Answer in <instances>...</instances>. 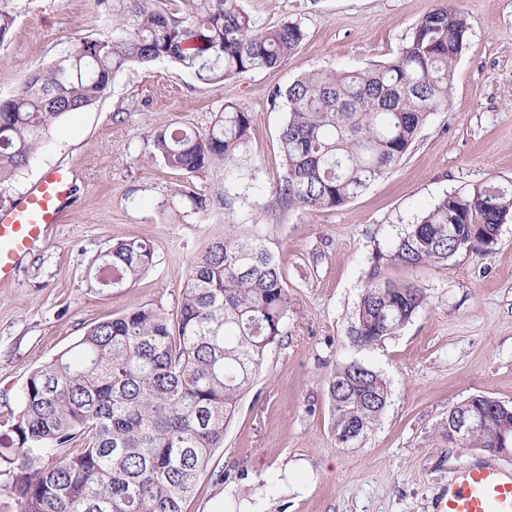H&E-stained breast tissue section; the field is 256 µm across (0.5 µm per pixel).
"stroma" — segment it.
<instances>
[{
  "label": "stroma",
  "instance_id": "1",
  "mask_svg": "<svg viewBox=\"0 0 512 512\" xmlns=\"http://www.w3.org/2000/svg\"><path fill=\"white\" fill-rule=\"evenodd\" d=\"M471 24L447 109L414 147L355 199L317 212L267 209L283 176L279 132L288 108L272 101L305 72L360 70L389 60L437 0H242L261 27L300 23V48L273 70L211 84L168 62L131 65L109 94L53 128L28 167L0 186V205L68 166L75 188L62 224L0 283V426L17 413L29 375L89 327L148 305L176 311L187 261L215 224H263L283 256L291 295L286 334L224 429L185 512H433L449 478L485 457L433 431L475 395L512 406V221L484 252L435 267L385 268L423 288L426 303L396 334L362 347L349 338L375 252L444 195L512 182V0H451ZM16 21L0 46V96L70 41L105 28L95 0H11ZM235 104L254 120L232 166L192 179L153 156L155 132L204 128ZM224 204L200 220L180 185ZM129 237L151 241L153 267L131 287L92 286L98 256ZM359 361L385 379L379 424L337 447L328 381Z\"/></svg>",
  "mask_w": 512,
  "mask_h": 512
}]
</instances>
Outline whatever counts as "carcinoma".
Returning a JSON list of instances; mask_svg holds the SVG:
<instances>
[{
	"label": "carcinoma",
	"mask_w": 512,
	"mask_h": 512,
	"mask_svg": "<svg viewBox=\"0 0 512 512\" xmlns=\"http://www.w3.org/2000/svg\"><path fill=\"white\" fill-rule=\"evenodd\" d=\"M107 29L80 38L0 98V184L30 164L63 117L111 90L132 63L170 62L203 84L278 67L304 40L285 22L260 28L241 0H96ZM16 16L0 0V46ZM471 25L442 3L412 28L388 62L363 70H314L272 101L288 112L279 135L284 174L266 207L314 212L338 207L407 155L431 114L447 108L453 70ZM253 115L228 105L202 129L153 136L154 157L199 176L228 166L247 144ZM197 214L211 201L180 186ZM512 219V183L445 195L408 225L374 266L355 310L354 342L369 347L397 333L426 301L385 266H437L488 247ZM142 239L119 240L91 276L99 288L136 283L152 266ZM290 294L282 257L259 224H226L187 262L177 313L142 306L89 327L52 363L34 371L20 410L0 432V474L16 512H183L198 476L224 445V425L252 387L267 348L285 335ZM339 448L365 438L388 402L383 377L351 361L328 383ZM466 412L476 433L451 447L512 450V406L476 395Z\"/></svg>",
	"instance_id": "1"
}]
</instances>
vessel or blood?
I'll use <instances>...</instances> for the list:
<instances>
[{
	"instance_id": "vessel-or-blood-1",
	"label": "vessel or blood",
	"mask_w": 512,
	"mask_h": 512,
	"mask_svg": "<svg viewBox=\"0 0 512 512\" xmlns=\"http://www.w3.org/2000/svg\"><path fill=\"white\" fill-rule=\"evenodd\" d=\"M74 173L60 167L45 175L23 198L0 206V282L12 278L21 260L63 220ZM434 512H512V472L487 460L449 480Z\"/></svg>"
}]
</instances>
